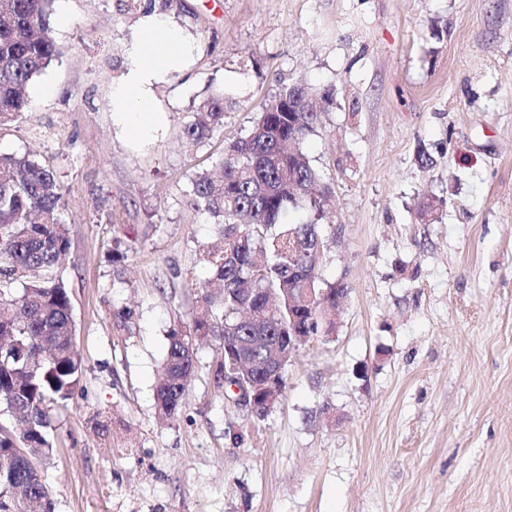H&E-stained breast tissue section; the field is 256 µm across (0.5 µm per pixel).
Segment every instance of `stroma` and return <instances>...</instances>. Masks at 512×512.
I'll use <instances>...</instances> for the list:
<instances>
[{
    "label": "stroma",
    "instance_id": "stroma-1",
    "mask_svg": "<svg viewBox=\"0 0 512 512\" xmlns=\"http://www.w3.org/2000/svg\"><path fill=\"white\" fill-rule=\"evenodd\" d=\"M158 17L191 53L154 84L164 121L144 139L113 101L142 21L120 0H56L61 54L0 128L1 152L54 170L71 241L54 274L82 375L49 412L55 512H512V0H174ZM297 82L319 97L306 152L333 191L319 274L348 299L265 417L225 397L210 337L160 421L168 332L210 277L214 226L186 191ZM218 92L223 125L184 142Z\"/></svg>",
    "mask_w": 512,
    "mask_h": 512
}]
</instances>
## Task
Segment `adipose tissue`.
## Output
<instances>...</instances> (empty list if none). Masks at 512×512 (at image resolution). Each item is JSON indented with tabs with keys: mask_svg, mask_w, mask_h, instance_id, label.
<instances>
[{
	"mask_svg": "<svg viewBox=\"0 0 512 512\" xmlns=\"http://www.w3.org/2000/svg\"><path fill=\"white\" fill-rule=\"evenodd\" d=\"M142 36L129 52V64L113 97L122 121L133 138H144L160 121L156 111L152 86L163 69L176 66L188 52L181 34L158 20L156 14H146L142 20Z\"/></svg>",
	"mask_w": 512,
	"mask_h": 512,
	"instance_id": "1",
	"label": "adipose tissue"
}]
</instances>
